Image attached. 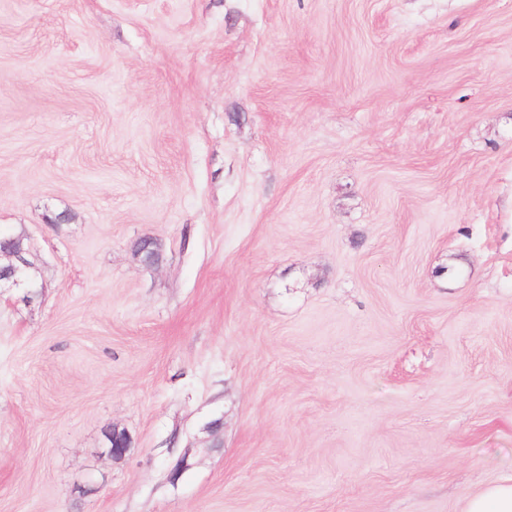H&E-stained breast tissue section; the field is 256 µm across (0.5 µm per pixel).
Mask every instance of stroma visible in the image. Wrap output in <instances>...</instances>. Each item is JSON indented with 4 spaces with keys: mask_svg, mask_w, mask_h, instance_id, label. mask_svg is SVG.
Instances as JSON below:
<instances>
[{
    "mask_svg": "<svg viewBox=\"0 0 512 512\" xmlns=\"http://www.w3.org/2000/svg\"><path fill=\"white\" fill-rule=\"evenodd\" d=\"M0 227V512L512 476V0H0ZM22 236L13 234L8 231L0 229V244L13 245L24 243L21 241ZM0 248V288H24V282L18 277V274L23 273L28 267L30 262L27 258L28 251L23 246ZM2 258L6 259V263H2Z\"/></svg>",
    "mask_w": 512,
    "mask_h": 512,
    "instance_id": "obj_1",
    "label": "stroma"
}]
</instances>
